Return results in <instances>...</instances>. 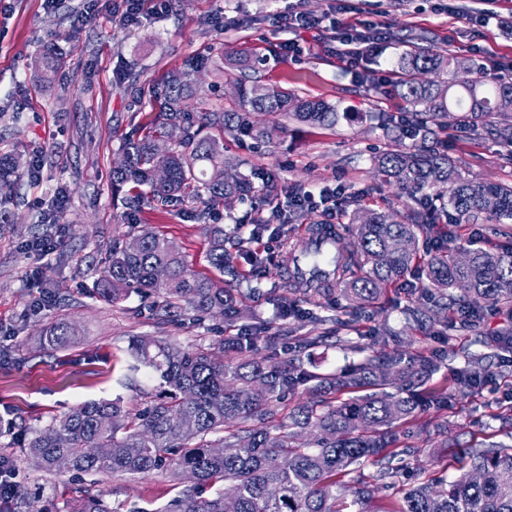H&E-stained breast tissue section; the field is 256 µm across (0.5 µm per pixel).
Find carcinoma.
Masks as SVG:
<instances>
[{
	"instance_id": "cac0c4a2",
	"label": "carcinoma",
	"mask_w": 512,
	"mask_h": 512,
	"mask_svg": "<svg viewBox=\"0 0 512 512\" xmlns=\"http://www.w3.org/2000/svg\"><path fill=\"white\" fill-rule=\"evenodd\" d=\"M401 97L416 112L431 118L455 109L470 118L498 116L494 135L512 143V79L487 84L472 80L454 90L448 84L422 81L412 73L465 70L466 60L413 47L403 56ZM62 58L53 50L34 57L33 76L42 84L54 82ZM198 87L187 71H172L160 112L145 133L126 139L123 163L112 170V188L132 184L125 196L127 211L136 213L147 204L155 209L186 199L203 204L201 214L222 204L259 194L252 179L240 173L224 180V131L268 138L271 131L251 120L254 112H279L312 125L336 122V108L320 100H300L279 87L238 86V106L195 111ZM175 134L168 152H155L156 141ZM375 176L398 186L420 204L433 201L454 216L445 240L458 236L459 224L482 215L498 222L512 220V185L484 184L464 179L448 156L430 151H390L374 158ZM168 170V180L158 184L153 171ZM356 249L326 268L305 265L312 248L285 242L296 252L294 283L305 285L306 303L321 308L334 288L358 304L376 300L389 284L417 274L420 252L428 250L424 227L403 223L384 212L353 216ZM235 224L224 232L219 224L207 225L210 265L236 275L237 256L225 243L242 232ZM468 259L442 246L435 250L425 271L421 291L444 293L460 288L471 304L491 302L512 305V249L497 253L480 247L463 250ZM164 268L165 281L154 272ZM100 295L117 300L129 289L163 296L156 315L177 317L218 313L232 325L242 314L236 296L227 288L192 269L180 247L168 237L151 234L138 249H112ZM52 343L63 346L75 328L61 322L49 331ZM260 339L242 332L228 343L232 355L221 357L211 348H185L148 337L131 341L135 364L131 374L147 369L157 375L159 390L150 405L131 408L121 398L93 401L72 408L43 429L24 435L23 453L46 475L59 470L60 456L71 460L69 472L77 477L112 474L146 477L163 471L179 484L182 475L194 483L179 490L160 508L136 503L109 505L102 495L79 488V499L68 512H225L231 497L235 512H512V445L471 448L470 464L454 479L426 480L403 489L385 505L375 495L396 477L392 455L397 431L415 421L424 405L448 406V396L432 393L427 402L411 393L438 370L433 357L406 347L370 356L347 377L327 378L309 372L296 359L260 361L255 357ZM483 377L479 359L468 360L453 378V392L464 397ZM307 388L314 398L298 404L277 420L285 396ZM361 389L363 395L347 399L338 394ZM214 448L224 452L216 455ZM366 465L374 468L372 480L351 476Z\"/></svg>"
}]
</instances>
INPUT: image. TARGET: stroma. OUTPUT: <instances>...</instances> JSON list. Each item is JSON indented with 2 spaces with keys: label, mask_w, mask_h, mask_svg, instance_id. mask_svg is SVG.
<instances>
[{
  "label": "stroma",
  "mask_w": 512,
  "mask_h": 512,
  "mask_svg": "<svg viewBox=\"0 0 512 512\" xmlns=\"http://www.w3.org/2000/svg\"><path fill=\"white\" fill-rule=\"evenodd\" d=\"M299 10L321 18L319 28L288 34L279 28L283 0H168L157 9L144 0L139 25L123 27L124 0H10L0 13V156L16 157L20 167L11 188L0 191V453H14L22 486L43 488L44 500L62 508L76 481L72 474L47 476L20 454V434L39 430L72 407L90 400L122 398L142 407L158 386L150 373L129 383L128 344L136 336L181 343L188 348L227 339L223 316H185L165 321L150 300L129 292L116 302L98 290L115 243L146 232L174 240L194 269L216 271L205 254L204 224L219 223L220 212L199 219V207L175 201L162 210L143 207L126 223L122 197L109 180L122 159L121 145L132 131L148 127L157 107L153 98L164 76L196 62L193 74L206 107L232 108L237 100L233 79L243 56L259 62L257 78L300 97L339 106L335 125L312 126L274 113L255 119L271 130L268 142L224 138V158L237 171L274 172V190L266 200L236 203L235 221L262 224V243L244 239L237 245L238 276H224L234 290L246 325L273 333L300 328L302 335H329L304 359L317 374H341L373 355L379 332L434 355L440 365L435 382H443L468 358L481 357L487 376L467 397H452L447 408L423 414L407 442L417 452L406 459L403 484L422 482L439 473L455 476L468 461L466 449L512 444L499 414L512 410V334L508 312L477 322L454 315L452 323L434 321L439 307L420 303L417 294L399 288L381 303L358 308L334 293L318 322L301 323L283 315L282 305H302L303 294L280 285L292 269V257L280 243L300 240L309 225L324 223L321 214L289 210L288 191L319 193L344 185L347 197L334 220L345 243H352L350 216L358 209H379L395 220L413 217L419 206L374 174L373 159L387 150L434 149L453 161L463 177L482 183L512 184V147L495 140L482 126L460 124L459 112L438 122L408 115L395 84L383 73L397 67L406 42L440 54L465 58L470 70L445 73L448 82L477 78L476 64L488 59L512 64V0H501L497 22L469 16L472 0H293ZM374 25L387 50L349 72L336 56L331 19ZM295 38L300 53L288 58L278 45ZM55 43L64 61L63 82L45 88L31 64L42 47ZM410 116L414 137L393 140L383 130V115ZM60 234L63 244L46 257L28 252L36 237ZM422 305V322L407 319L405 309ZM66 321L76 328L70 343L51 348L45 332ZM107 502L163 504L173 495L167 475L144 478L103 475L97 486Z\"/></svg>",
  "instance_id": "1"
}]
</instances>
